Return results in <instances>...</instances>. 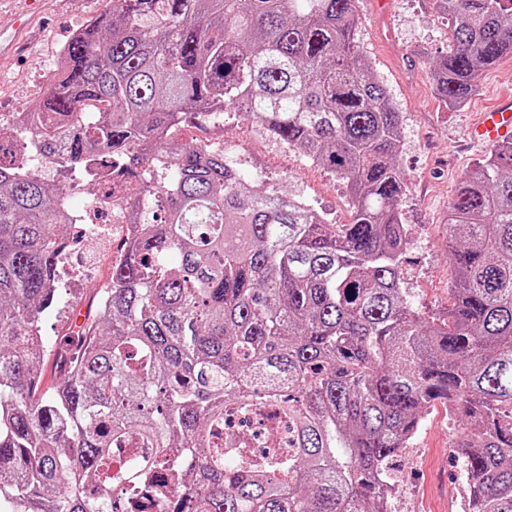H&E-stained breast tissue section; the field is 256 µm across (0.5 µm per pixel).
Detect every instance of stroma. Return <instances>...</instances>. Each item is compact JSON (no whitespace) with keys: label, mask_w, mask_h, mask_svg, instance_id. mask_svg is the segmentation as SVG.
Here are the masks:
<instances>
[{"label":"stroma","mask_w":512,"mask_h":512,"mask_svg":"<svg viewBox=\"0 0 512 512\" xmlns=\"http://www.w3.org/2000/svg\"><path fill=\"white\" fill-rule=\"evenodd\" d=\"M106 6L107 0H45L43 11L34 16L29 0H0V11L17 14L29 25L20 51L0 58V121L9 122L12 113L42 98L62 46ZM358 13L359 49L399 113L398 164L404 177L399 210L409 237L403 259L406 287L419 310L444 313L453 279L448 203L457 183L487 153L470 143L468 128L476 114L501 94H512V57H503L482 72L472 98L464 107L451 109L436 96L429 67L430 59L447 52L450 37L447 20L433 0H390L385 17L372 11L369 0H358ZM177 137L238 146L246 152L245 171L264 175L283 192L301 195L332 222L351 220L352 200L341 179L290 151L243 116L228 111L222 123L184 127ZM71 232L78 238L73 249L79 259L78 275L58 288L57 309L41 323L48 386L58 376L55 357L63 325L83 321L90 292L108 285L112 265L120 257L119 225L94 239L77 225ZM461 434L460 424L444 407L422 417L418 432L391 470L392 512H460L463 469L453 444Z\"/></svg>","instance_id":"1"}]
</instances>
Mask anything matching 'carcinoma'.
Masks as SVG:
<instances>
[{
	"label": "carcinoma",
	"mask_w": 512,
	"mask_h": 512,
	"mask_svg": "<svg viewBox=\"0 0 512 512\" xmlns=\"http://www.w3.org/2000/svg\"><path fill=\"white\" fill-rule=\"evenodd\" d=\"M452 105L512 55V0H435ZM43 98L0 122V500L13 512H392L394 459L438 405L464 425L465 512H512V141L457 186L454 286L403 288L399 113L356 44L357 0H110ZM234 106L347 183L332 224L174 131ZM62 176L112 180L136 226L41 388L72 226ZM267 410L288 447L224 415ZM130 483L128 495L113 487Z\"/></svg>",
	"instance_id": "1"
}]
</instances>
